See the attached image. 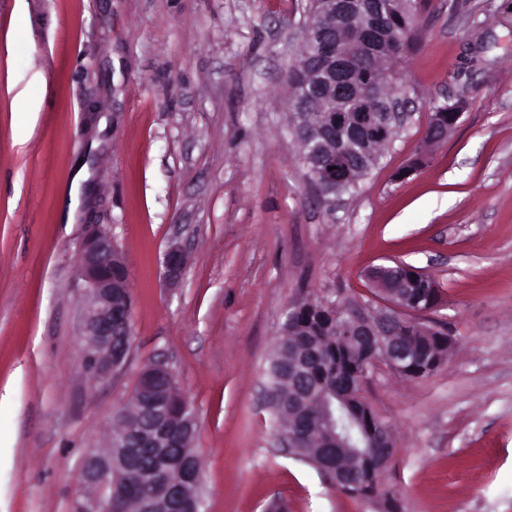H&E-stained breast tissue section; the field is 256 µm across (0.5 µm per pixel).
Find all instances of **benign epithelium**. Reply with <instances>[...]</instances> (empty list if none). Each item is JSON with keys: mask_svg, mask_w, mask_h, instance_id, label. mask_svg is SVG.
Returning a JSON list of instances; mask_svg holds the SVG:
<instances>
[{"mask_svg": "<svg viewBox=\"0 0 512 512\" xmlns=\"http://www.w3.org/2000/svg\"><path fill=\"white\" fill-rule=\"evenodd\" d=\"M310 20L315 22L316 36L303 47L301 56L308 78L317 85L326 83V90L302 102L298 111L308 112L321 100H332L337 106L329 109L327 126L321 132L343 128L354 137L364 133L374 140L391 142L390 131H400L411 117L407 102L394 91L383 97L353 77L364 60L381 52L395 54L387 38L384 13L373 11L372 0H314ZM312 172L320 196L325 195L324 186L343 183L352 176V168L340 161L333 170L326 165ZM115 258H122V254L111 232L98 228L85 236L79 271L87 295L83 352L95 378L104 383L124 366L132 336L129 283L113 282ZM185 262L183 246L171 244L163 260L169 284L178 282ZM396 265L408 276L390 278L388 263L366 274L370 286L381 294L379 308L342 304L336 314L340 318L336 326L340 341L365 356L363 370L356 377L343 379L330 396L310 386L307 369L314 360L316 344L302 339L288 360V393L266 391L267 405H286L288 411L301 410L306 415L304 423L279 433L280 448L290 455L296 448H312L316 458L309 463L343 493L373 478V473L362 472L363 461L376 456L385 465L394 448L388 426L375 416L362 393L370 369L382 361L402 376L417 378L435 369L441 358L439 351L452 345V338L441 330L430 329L415 341L399 335V315L426 313L438 306V297L432 291L430 276L402 261ZM170 372L167 361L161 358L143 366L136 383L138 392L148 396V400L140 401L143 422L133 432L110 435L105 447L86 453L81 480L93 494L77 512H122V508L113 507L112 453L119 452L124 466L130 468L142 448L152 449L147 474L160 492L140 496L135 512H198L193 508L194 498L188 494V486L198 484L193 466L196 454L170 451L167 426L172 416V392L153 388L156 380L171 379Z\"/></svg>", "mask_w": 512, "mask_h": 512, "instance_id": "1", "label": "benign epithelium"}]
</instances>
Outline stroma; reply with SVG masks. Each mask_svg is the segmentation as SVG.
<instances>
[{"label": "stroma", "instance_id": "stroma-1", "mask_svg": "<svg viewBox=\"0 0 512 512\" xmlns=\"http://www.w3.org/2000/svg\"><path fill=\"white\" fill-rule=\"evenodd\" d=\"M312 6L0 0V512H76L87 449L155 357L196 416L202 512H386L390 495L401 512H512V0H418V39L391 65L412 119L355 191L326 198L291 129ZM458 95L467 111L429 143ZM92 225L113 233L132 296L107 383L83 366ZM392 260L434 278L419 321L453 345L422 378L371 371L394 448L380 495L353 498L279 448L263 393L288 307L372 302L364 274ZM186 262V253L179 243H172L164 254L163 266L166 281L173 285L182 275Z\"/></svg>", "mask_w": 512, "mask_h": 512}]
</instances>
